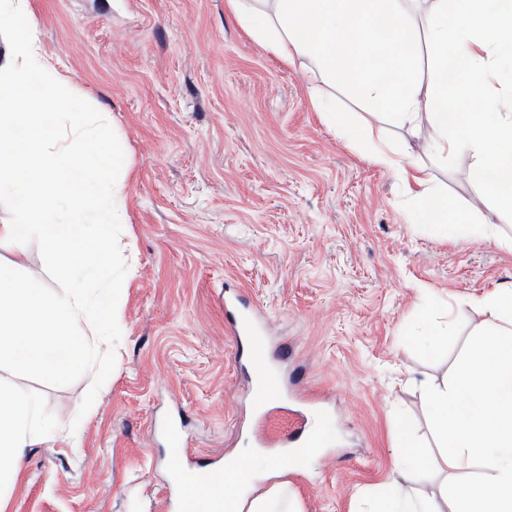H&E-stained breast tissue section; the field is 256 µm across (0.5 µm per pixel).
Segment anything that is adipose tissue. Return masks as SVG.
<instances>
[{"mask_svg": "<svg viewBox=\"0 0 512 512\" xmlns=\"http://www.w3.org/2000/svg\"><path fill=\"white\" fill-rule=\"evenodd\" d=\"M242 25L288 64L329 83L362 91L387 122L425 128L428 151L447 163L459 153L473 163L467 178L490 202L492 214L512 213V0H228ZM423 8L422 24L412 12ZM431 83H422L423 62ZM481 100L470 112L454 102L457 92ZM336 133L362 145L369 158L401 174L410 186L411 213L432 234L468 239L487 234L484 224L429 188L422 169L405 151L383 143L370 123L337 121ZM436 424L437 455L431 469L453 474L476 468L477 476L454 490H417L420 458L407 453L398 478L374 512H512V328H484L470 342L450 381L426 388ZM34 401L0 392V483L14 479L32 440ZM239 512H298L281 484L253 495L238 493Z\"/></svg>", "mask_w": 512, "mask_h": 512, "instance_id": "obj_1", "label": "adipose tissue"}]
</instances>
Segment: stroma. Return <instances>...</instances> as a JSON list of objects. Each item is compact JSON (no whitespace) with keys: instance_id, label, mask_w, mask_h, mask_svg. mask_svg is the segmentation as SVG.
<instances>
[{"instance_id":"1","label":"stroma","mask_w":512,"mask_h":512,"mask_svg":"<svg viewBox=\"0 0 512 512\" xmlns=\"http://www.w3.org/2000/svg\"><path fill=\"white\" fill-rule=\"evenodd\" d=\"M40 54L106 113L129 175L119 247L134 270L117 307L116 365L86 415L91 376L51 387L0 370L38 404L33 443L0 512H178L175 470L247 454L255 426L277 438L321 424V456L281 459L256 492L284 482L300 512H365L398 477L402 439L435 448L423 382L450 377L488 322L473 301L512 288V215L485 240L411 223L406 187L341 139L313 97L348 122L366 103L305 76L260 45L226 0H30ZM434 183L473 216L486 198L469 155ZM268 317L261 333L284 390L257 421L253 369L224 327V294ZM450 317L446 349L415 341L419 316ZM181 428L183 454L167 434Z\"/></svg>"}]
</instances>
